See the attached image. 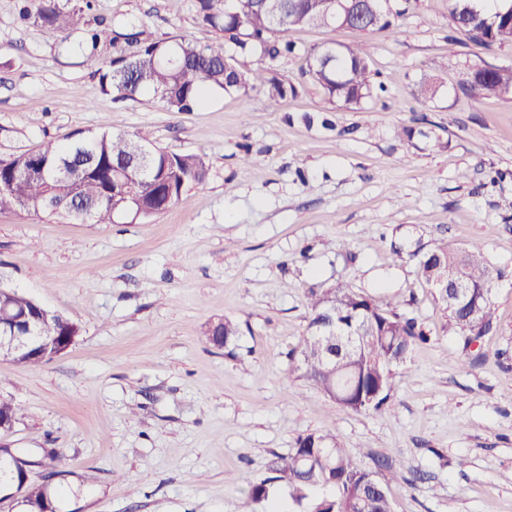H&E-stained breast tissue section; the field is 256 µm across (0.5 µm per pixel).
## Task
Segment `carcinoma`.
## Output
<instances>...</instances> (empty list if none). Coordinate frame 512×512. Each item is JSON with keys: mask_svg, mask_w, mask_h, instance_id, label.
I'll return each mask as SVG.
<instances>
[{"mask_svg": "<svg viewBox=\"0 0 512 512\" xmlns=\"http://www.w3.org/2000/svg\"><path fill=\"white\" fill-rule=\"evenodd\" d=\"M334 0H288L280 22L250 9L249 0H195L199 20L221 32L224 42L198 46L186 39H150L131 28L127 32L89 27L91 0L68 7L63 0H19V19L52 32L63 51L99 75L106 90L135 100L151 93L180 112L207 104L213 91L246 94L259 88L275 101L298 94L283 77L277 61L295 51L286 40L297 27H338L332 15ZM372 16L361 33L391 29L399 12L385 10L381 0H368ZM454 25L484 49L512 44V0H450ZM256 57L258 66L250 67ZM367 48L325 46L308 53L304 74L324 90L332 103L358 106L375 92L385 91L368 68ZM464 85L475 97L512 100V67H475ZM82 167L73 180L57 179L62 168ZM209 176L205 160L195 154L165 152L145 139L122 134L77 132L63 144L47 143L38 151L0 157V212L16 208L38 214L63 213L81 222L112 224L119 216L148 218L178 201L185 188L201 185ZM419 274L428 282L449 267L463 271L467 293L435 298L447 325L462 340L466 362L477 365L485 356L472 352L485 337L499 332L492 306L495 281L506 269L489 265L482 249L438 246L410 253ZM69 326L58 321L36 322L32 335L66 336ZM240 329L224 318L205 335L217 348L232 344ZM336 334V357L318 354L323 336ZM427 339L423 325L371 296L338 287L309 301L307 332L291 352L299 378L337 405L352 412H378L391 397L398 368L414 345ZM20 458L0 456V481L17 477ZM275 479L288 484L293 499L308 501V492L330 493L309 501L310 512H393L383 483L368 489L373 474L359 466L330 432H309L296 439L286 456L271 464ZM25 512H55L54 486L29 483Z\"/></svg>", "mask_w": 512, "mask_h": 512, "instance_id": "1", "label": "carcinoma"}]
</instances>
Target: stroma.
<instances>
[{
	"mask_svg": "<svg viewBox=\"0 0 512 512\" xmlns=\"http://www.w3.org/2000/svg\"><path fill=\"white\" fill-rule=\"evenodd\" d=\"M389 6L402 13L389 32L291 30L296 53L278 68L297 96L220 93L180 112L104 92L54 34L18 22L17 0H0V156L109 132L209 167L146 219L0 213V286L81 328L40 367L0 359V397L22 414L0 441L33 457L57 449L56 512H304L269 465L312 431L332 432L387 484L393 512H512V278L494 288L500 332L471 367L432 288L389 248L473 244L512 268V101L462 86L472 67L512 66V45H474L448 0ZM91 18L222 40L194 0H96ZM359 40L386 90L359 107L331 103L304 76L306 54ZM426 74L437 93L421 99ZM409 126L422 132L410 147ZM337 286L417 317L429 335L382 412L341 409L290 373L310 294ZM224 317L240 326L231 352L204 341ZM265 479L268 498L253 499Z\"/></svg>",
	"mask_w": 512,
	"mask_h": 512,
	"instance_id": "stroma-1",
	"label": "stroma"
}]
</instances>
